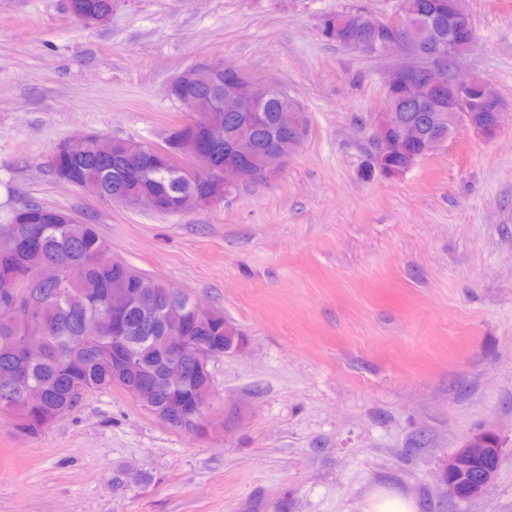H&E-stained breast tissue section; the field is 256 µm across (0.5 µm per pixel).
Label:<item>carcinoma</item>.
Instances as JSON below:
<instances>
[{
  "label": "carcinoma",
  "instance_id": "cac0c4a2",
  "mask_svg": "<svg viewBox=\"0 0 512 512\" xmlns=\"http://www.w3.org/2000/svg\"><path fill=\"white\" fill-rule=\"evenodd\" d=\"M78 10L89 20L109 19L113 0H76ZM217 89L190 83L174 91L173 99L183 105L206 106ZM274 92L259 103L266 124L256 136L268 140L275 130L293 122V114L281 107L280 94ZM174 146L163 144V150L152 147L137 160L128 159L120 140L95 134L85 140L83 149L70 158L73 177L81 182L97 183L101 197L112 202V195L123 194L143 201L142 208L159 215H170L175 207L192 210L191 197L195 185L171 162ZM13 230L19 243L10 256L0 255V279L8 276L18 282L27 281L40 269L53 266L60 278L45 289L47 301L30 321L40 329L45 341L42 356L27 359L20 349L19 336L27 328V320L11 318L3 313L5 301L0 293V408L9 407L17 420L14 429L30 437H38L56 413L66 414L89 391H124L137 386L144 376L159 378L170 349L183 343L185 336H202L215 351L214 359L224 355V326L229 321L224 312L210 310L198 314L192 310L191 298L155 281L131 265L113 258L106 250L96 225L75 221L60 208L28 202L16 212L13 223L1 225ZM76 265L85 280L96 287L97 300H92L81 284L67 280V270ZM141 288L154 298V316H149L137 303L128 306L122 319L120 335L126 337L124 348L132 367L124 373L116 370L112 359L115 331L112 325V298L124 289ZM184 317L182 328L169 322L171 310ZM92 320L97 334L84 335L85 323ZM201 377L179 396L161 388L152 401L151 413L166 415L174 405L197 407V398L212 384L208 368H200ZM37 390L43 401L32 405L26 392ZM500 464V457L490 455L466 474H453L449 484L456 498L467 501L470 480L484 470Z\"/></svg>",
  "mask_w": 512,
  "mask_h": 512
}]
</instances>
